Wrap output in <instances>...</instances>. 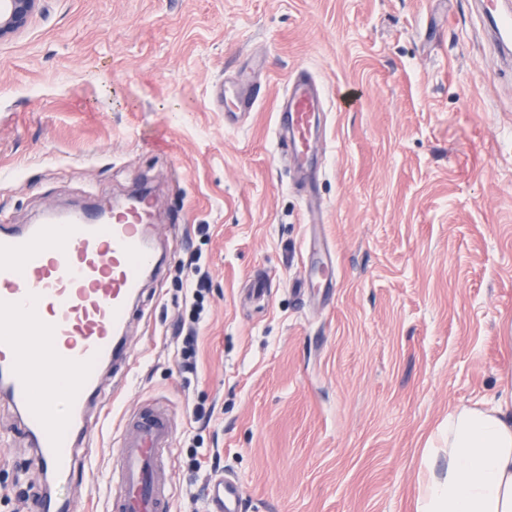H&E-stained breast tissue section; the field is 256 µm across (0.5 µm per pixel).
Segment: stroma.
Segmentation results:
<instances>
[{
    "mask_svg": "<svg viewBox=\"0 0 512 512\" xmlns=\"http://www.w3.org/2000/svg\"><path fill=\"white\" fill-rule=\"evenodd\" d=\"M301 69L327 99L311 187L274 133ZM227 79L264 89L238 122ZM140 189L164 263L102 371L95 464L56 489L72 512H105L121 416L153 400L172 512H211L223 476L239 512H416L437 425L512 390V49L476 0H42L0 39V213ZM189 251L211 279L193 375ZM31 458L0 398V512H31Z\"/></svg>",
    "mask_w": 512,
    "mask_h": 512,
    "instance_id": "1",
    "label": "stroma"
}]
</instances>
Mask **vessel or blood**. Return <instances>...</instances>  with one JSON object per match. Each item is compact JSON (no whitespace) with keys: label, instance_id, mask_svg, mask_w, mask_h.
Returning <instances> with one entry per match:
<instances>
[{"label":"vessel or blood","instance_id":"1","mask_svg":"<svg viewBox=\"0 0 512 512\" xmlns=\"http://www.w3.org/2000/svg\"><path fill=\"white\" fill-rule=\"evenodd\" d=\"M496 41H512V11L482 0ZM255 92L224 89L227 116L253 111ZM323 111V87L307 71L288 82L277 108L276 138L297 166L311 168ZM151 198L120 206L100 201L94 212L51 215L38 224L0 226V396L15 411L33 459L55 483L72 478L89 447L91 414L107 411L99 370L113 362L121 332L155 255L141 233ZM176 426L160 403L130 411L115 441L108 512H171L164 457ZM215 512H238L240 488L213 483Z\"/></svg>","mask_w":512,"mask_h":512}]
</instances>
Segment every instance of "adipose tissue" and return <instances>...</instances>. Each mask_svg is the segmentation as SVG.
Returning <instances> with one entry per match:
<instances>
[{
	"mask_svg": "<svg viewBox=\"0 0 512 512\" xmlns=\"http://www.w3.org/2000/svg\"><path fill=\"white\" fill-rule=\"evenodd\" d=\"M425 449L418 512H512V393L454 409Z\"/></svg>",
	"mask_w": 512,
	"mask_h": 512,
	"instance_id": "obj_1",
	"label": "adipose tissue"
}]
</instances>
